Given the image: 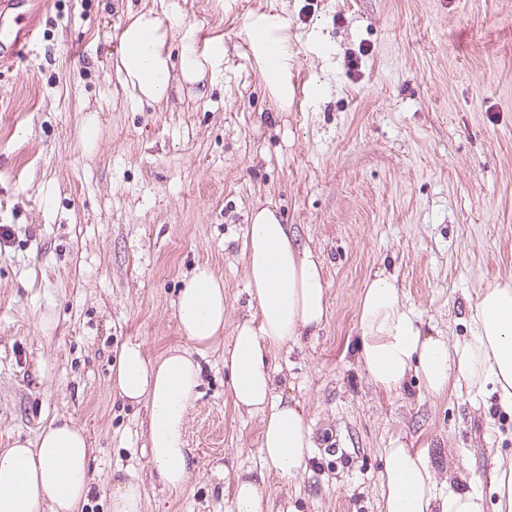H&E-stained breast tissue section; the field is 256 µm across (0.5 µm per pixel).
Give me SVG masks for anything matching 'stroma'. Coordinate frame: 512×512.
<instances>
[{
	"label": "stroma",
	"mask_w": 512,
	"mask_h": 512,
	"mask_svg": "<svg viewBox=\"0 0 512 512\" xmlns=\"http://www.w3.org/2000/svg\"><path fill=\"white\" fill-rule=\"evenodd\" d=\"M144 3L223 36L224 75L203 96L178 83L167 104H139L117 79L112 44ZM255 13L285 19L297 52L285 112L240 51ZM90 114L103 133L92 154ZM267 203L322 261L329 318L271 358L315 447L299 475L264 476L263 512H381L397 442L426 454L440 488L466 476L487 489L493 460L512 458V414L413 376L376 388L355 325L379 270L451 342L470 336L481 289L512 280V0H49L32 51L0 72V449L63 415L95 450L85 512H111L127 472L145 482L143 512H235L223 474L264 475L262 420L234 406L224 351L247 314L249 213ZM198 265L226 298L206 350L174 308ZM128 342L201 368L180 491L149 467L147 407L112 391Z\"/></svg>",
	"instance_id": "obj_1"
}]
</instances>
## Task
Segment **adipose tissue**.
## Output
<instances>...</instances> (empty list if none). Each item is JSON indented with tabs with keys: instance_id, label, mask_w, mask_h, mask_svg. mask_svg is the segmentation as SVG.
<instances>
[{
	"instance_id": "obj_1",
	"label": "adipose tissue",
	"mask_w": 512,
	"mask_h": 512,
	"mask_svg": "<svg viewBox=\"0 0 512 512\" xmlns=\"http://www.w3.org/2000/svg\"><path fill=\"white\" fill-rule=\"evenodd\" d=\"M174 22V14L141 8L129 13L120 31L115 74L136 101H166L176 77L193 85L224 73L223 44L190 24L179 45H171ZM245 43L277 108L288 111L295 53L286 22L273 14L254 15ZM294 236L272 205L252 211L245 245L249 313L224 353L233 403L261 415V457L267 470L285 479L306 469L314 441L299 409L277 395L271 356L300 337L317 335L329 317L321 262ZM225 312L223 279L209 268L195 269L175 302L180 332L198 348H208L224 330ZM471 323L473 334L466 340L450 344L431 335L402 300L394 278L376 273L359 299L358 361L387 392L413 375L428 393L453 387L475 398L492 392L502 407L512 409V283L482 288ZM200 386L198 364L178 349L153 360L140 343L130 342L112 368L113 391L149 408V463L170 491L183 489L191 476L185 426ZM93 458L85 430L66 417L50 421L36 441L14 440L0 450V512H82ZM382 498L383 512L486 510L474 485L441 491L428 457L400 445L385 451Z\"/></svg>"
}]
</instances>
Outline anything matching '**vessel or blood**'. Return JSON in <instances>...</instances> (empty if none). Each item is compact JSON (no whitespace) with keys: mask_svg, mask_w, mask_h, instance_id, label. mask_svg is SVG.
<instances>
[{"mask_svg":"<svg viewBox=\"0 0 512 512\" xmlns=\"http://www.w3.org/2000/svg\"><path fill=\"white\" fill-rule=\"evenodd\" d=\"M47 5L48 0H0V68H11L27 56Z\"/></svg>","mask_w":512,"mask_h":512,"instance_id":"vessel-or-blood-1","label":"vessel or blood"}]
</instances>
